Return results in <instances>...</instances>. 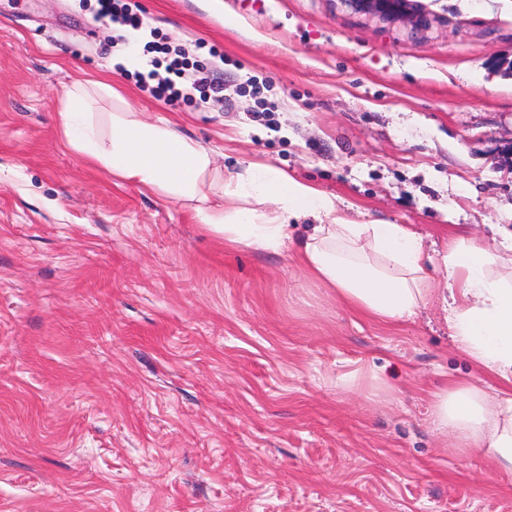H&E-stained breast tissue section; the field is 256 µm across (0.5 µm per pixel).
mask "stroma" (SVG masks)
<instances>
[{
	"label": "stroma",
	"mask_w": 512,
	"mask_h": 512,
	"mask_svg": "<svg viewBox=\"0 0 512 512\" xmlns=\"http://www.w3.org/2000/svg\"><path fill=\"white\" fill-rule=\"evenodd\" d=\"M224 97L113 70L86 0H0V512H512L430 395L486 377L440 302L390 328L291 248L235 246L73 151L62 89L101 78L218 168L274 165L356 224L512 230V0H129ZM352 10L376 17L381 21L401 22L417 28L422 18L413 0H342ZM190 68L188 61L174 58L165 68L166 76H161L156 69L147 73L140 71L134 72L136 83L141 88H147L153 96L161 97L170 105L175 106L181 101L185 102L191 99L190 93L180 88L182 82L187 80ZM150 81H156V85L150 86Z\"/></svg>",
	"instance_id": "obj_1"
}]
</instances>
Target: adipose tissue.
<instances>
[{
  "label": "adipose tissue",
  "instance_id": "ef3b65f1",
  "mask_svg": "<svg viewBox=\"0 0 512 512\" xmlns=\"http://www.w3.org/2000/svg\"><path fill=\"white\" fill-rule=\"evenodd\" d=\"M106 82L63 92L57 121L71 149L135 184L190 203L199 222L232 245L276 251L292 245L305 269L352 308L384 324L411 320L433 298L423 237L407 224H353L333 200L283 170L251 163L219 174L211 151L185 137L177 124L150 123L123 108L101 131L91 112ZM318 222L289 240V220ZM512 233L487 243L453 236L441 260L447 274L443 302L457 348L495 380L482 390L458 383L432 397V422L452 433L461 450L476 449L497 471L512 474Z\"/></svg>",
  "mask_w": 512,
  "mask_h": 512
}]
</instances>
